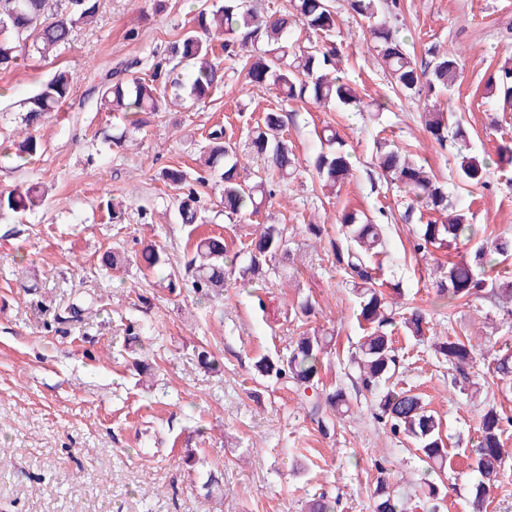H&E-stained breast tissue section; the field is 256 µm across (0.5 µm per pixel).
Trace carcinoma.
Instances as JSON below:
<instances>
[{"label":"carcinoma","instance_id":"carcinoma-1","mask_svg":"<svg viewBox=\"0 0 512 512\" xmlns=\"http://www.w3.org/2000/svg\"><path fill=\"white\" fill-rule=\"evenodd\" d=\"M349 8L363 19H374L381 10L380 0H347ZM99 0H0V70L12 69L25 56L41 59L67 48L75 29L91 24L98 12ZM317 37V41L301 44L294 26ZM338 27V14L330 0H290L289 7L267 18L246 0H224L212 7H201L194 15L193 26L178 34L171 50L177 59L174 67L186 69L181 78L160 80V73L146 77L133 75L112 80L107 71L89 92L97 96L110 112L121 114L125 127L116 146L126 134L142 129L145 115L159 111L168 98L178 100L182 95L204 103L212 92L224 83V67L218 61L214 34L224 35L221 49L227 57L237 56V50L254 48L257 53L247 57L244 68L249 83L271 86L283 100H312L316 103L350 106L359 102L355 90L341 75L340 55L330 41ZM374 49L391 80L404 92L433 94L451 90L457 80L460 57L428 49L429 62L420 66L415 57L403 47L398 31L384 22H376L370 29ZM489 93L502 104V110L512 111V61L499 69L498 76L488 86ZM71 74L56 70L32 96L26 99L21 118L25 129L21 135L0 144V165L20 168L37 154L40 142L35 135L40 125L51 114L58 112L75 94ZM426 131L440 145L448 140L467 143L466 128L452 112L436 109L425 111ZM377 144V166L390 183L403 189L409 203L403 218L417 219V240L413 250L422 252L436 244L455 241L460 237L478 236L476 225L469 223L467 214L458 210L446 224L424 219L429 213L448 210V192L431 171L409 158L380 137ZM251 150L264 159L262 176L254 183L240 178V161L236 149L219 129L209 133L208 144L200 156L202 168L213 180L224 213L242 219L258 212L267 198L266 185L274 179H288L297 169L296 156L285 136L284 119L280 112L264 113L261 125L251 139ZM314 170L322 187L335 191L351 176V156L335 131L324 136L321 150L314 160ZM490 164L478 154L458 151L456 177L464 185L484 187L488 183ZM163 181L177 191L178 216L183 224H204L206 217L199 206L198 190L186 181L184 172L168 168L162 172ZM46 200L45 192L35 187L13 189L0 193V212L10 211L24 215L40 208ZM341 225L345 242L334 245L333 258L337 267L352 279L356 301L353 315L363 330L350 361L358 368V390L374 397L372 415L389 427L394 436L409 440L420 453L421 460L436 475V480L424 483L426 512H440L445 493L443 476L452 468V458L442 434L441 422L430 410L422 394L398 386L393 381L399 368L396 340L393 331L400 328L417 341L425 340L429 320L424 311L413 308L396 317L389 310L386 289L398 290L400 283H391L379 277L372 258L385 247L384 227L354 210L342 212ZM280 253L288 254L287 240L278 224H264L246 245L247 264L237 266V257H229L228 246L220 235L198 239L187 262L193 271V290L204 298L221 296L227 281L237 277L244 282L264 280L275 273L272 260ZM512 255V237L499 235L483 240L469 259L448 262L441 278L436 281V294L448 302L466 301L486 291L492 299L512 302V280L488 283L479 269L498 258ZM144 280L159 278L175 286V273L168 269L169 258L153 244L144 246L135 256ZM331 338L317 332L304 331L290 346L288 355H262L254 362V369L262 377L291 383L304 403L307 416L327 436L334 430L333 414L351 411V401L343 388L331 392L319 389L320 371L328 355ZM434 353L442 361L460 371L463 382H469L468 368L475 362L473 346L457 337L433 342ZM493 377L499 389L512 391V353L505 352L495 359ZM512 427V415L492 404L480 415L478 434L470 449L471 470L477 481L471 488L472 512H483L486 498L499 482L505 469L504 457L512 455L504 435ZM378 477L372 494V512H409L406 502L390 491L387 469L376 465ZM336 501L321 494L308 502L307 512H335Z\"/></svg>","mask_w":512,"mask_h":512}]
</instances>
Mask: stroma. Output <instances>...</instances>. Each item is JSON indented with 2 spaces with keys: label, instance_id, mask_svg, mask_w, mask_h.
Returning a JSON list of instances; mask_svg holds the SVG:
<instances>
[{
  "label": "stroma",
  "instance_id": "1",
  "mask_svg": "<svg viewBox=\"0 0 512 512\" xmlns=\"http://www.w3.org/2000/svg\"><path fill=\"white\" fill-rule=\"evenodd\" d=\"M333 4L342 74L362 99L359 108L282 104L273 87L250 84L241 61L227 58L224 84L207 102L186 98L148 115L126 147L96 138L120 121L97 111L87 90L127 61H136L137 75L152 73L189 26L197 0H167L162 11L155 0H100L94 22L77 28L70 48L0 71V140L19 127L20 100L56 68L69 70L76 87L63 112L38 127L37 155L22 168H0V192L31 183L48 192L39 210L0 216V512H304L321 492L336 499L337 512H369L379 461L396 493L419 501L425 465L372 417L370 395H358L353 414L335 416L325 437L292 385L268 384L253 369L259 355L286 354L302 331L317 329L333 337L323 388H351L356 371L347 355L361 332L352 284L332 262L337 218L346 209L384 219V277L402 285L394 312L418 307L436 335L469 338L476 349L482 373L462 389L429 343L397 344L398 380L423 394L458 463L445 480L443 510L470 512L475 475L466 462L479 417L493 403L512 414V395L492 386L490 371L512 338V318L482 296L450 308L437 301V263L472 255L476 244L461 238L413 253L417 226L402 220L405 197L377 167L374 141L386 135L429 167L447 184L449 203L482 235L512 237V165H498L496 156L512 144V112L498 111L487 93L490 78L512 58V0H398L381 10L379 20L398 30L417 61L434 45L460 55L452 94L435 98L392 88L367 21L347 0ZM431 104L462 115L470 147L492 165L486 187H458L456 144L439 145L422 125ZM276 108L296 174L274 183L273 197L245 221L225 217L207 187L206 223H175V192L161 171L177 167L196 182L209 131L224 127L237 152H246L256 122ZM327 125L354 165L336 192L322 188L313 170ZM106 201L116 218H108ZM261 224L284 230L280 276L229 281L220 298H200L183 274L175 291L144 280L131 262L153 241L182 273L191 238L220 232L246 242ZM310 224L324 225L323 234L307 232ZM107 251L128 257L126 268L101 269ZM305 299L315 314L302 322L292 307ZM80 302L89 313L69 320L68 305ZM203 345L215 353L218 371L198 366L195 349ZM212 471L221 472L224 494L208 500L202 484Z\"/></svg>",
  "mask_w": 512,
  "mask_h": 512
}]
</instances>
